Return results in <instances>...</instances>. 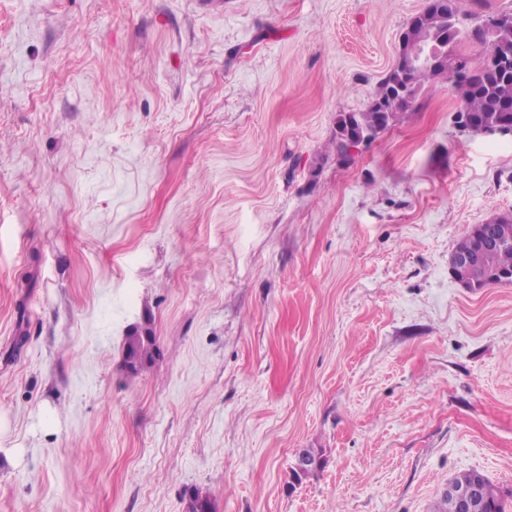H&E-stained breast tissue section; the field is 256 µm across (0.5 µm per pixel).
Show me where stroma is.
I'll list each match as a JSON object with an SVG mask.
<instances>
[{
  "instance_id": "35a3bbf8",
  "label": "stroma",
  "mask_w": 512,
  "mask_h": 512,
  "mask_svg": "<svg viewBox=\"0 0 512 512\" xmlns=\"http://www.w3.org/2000/svg\"><path fill=\"white\" fill-rule=\"evenodd\" d=\"M427 4L0 0V512H432L472 470L512 512V283L448 270L512 134L436 78L333 143ZM456 4L475 68L512 0ZM124 353L137 357L140 361L139 366L134 370H127L132 375L139 374L145 366L152 363L154 356L158 353L156 338L152 333L145 337L140 334L130 332L125 338ZM300 454L307 457V458H296L295 463L293 465V468L297 471H301L300 473H297L295 471L291 470V476L290 478L295 481L298 484H301L303 479L314 475L317 471L321 470L322 466L317 468L320 464V461L317 459H320L323 462L322 459V453L319 451L318 448H305L300 451ZM309 458L315 459L311 460ZM314 468H317L315 470H312ZM303 470H312V471H303Z\"/></svg>"
}]
</instances>
